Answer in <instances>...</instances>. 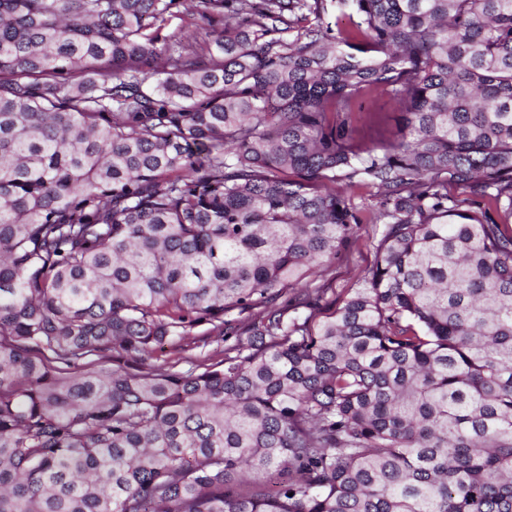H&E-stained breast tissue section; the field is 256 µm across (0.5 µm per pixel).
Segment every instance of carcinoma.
Here are the masks:
<instances>
[{"mask_svg":"<svg viewBox=\"0 0 512 512\" xmlns=\"http://www.w3.org/2000/svg\"><path fill=\"white\" fill-rule=\"evenodd\" d=\"M176 3L0 0V512H512V0ZM185 0H180L183 2ZM199 0H187V2L179 3L177 8L174 10L179 11V14L183 17V27L180 29L179 37L181 36L183 43L194 41V38H198L206 31H210L212 28L219 29L221 22H213L210 26L207 19L201 16L198 11ZM398 105L388 96H380L362 113L355 114L356 140L365 147L379 146L398 132ZM368 234L372 235V224H362L358 235L348 245L344 259L328 264L305 281L312 286L336 288V291L358 287L374 262V249Z\"/></svg>","mask_w":512,"mask_h":512,"instance_id":"obj_1","label":"carcinoma"}]
</instances>
